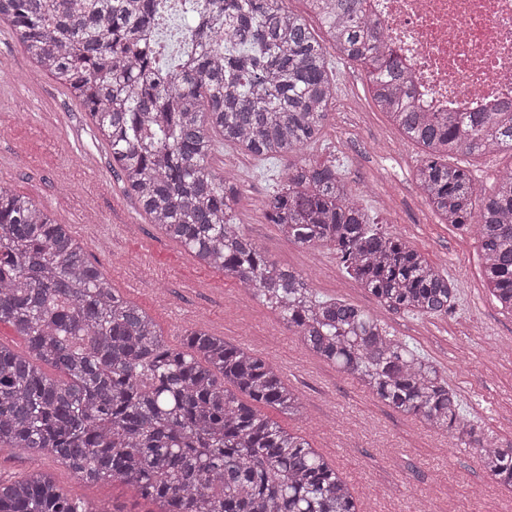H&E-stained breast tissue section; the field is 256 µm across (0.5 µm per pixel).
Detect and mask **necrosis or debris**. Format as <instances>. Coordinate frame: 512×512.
<instances>
[{"label":"necrosis or debris","mask_w":512,"mask_h":512,"mask_svg":"<svg viewBox=\"0 0 512 512\" xmlns=\"http://www.w3.org/2000/svg\"><path fill=\"white\" fill-rule=\"evenodd\" d=\"M424 112L512 103V0H363Z\"/></svg>","instance_id":"4bbe7bcc"}]
</instances>
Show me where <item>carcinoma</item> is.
<instances>
[{
  "label": "carcinoma",
  "mask_w": 512,
  "mask_h": 512,
  "mask_svg": "<svg viewBox=\"0 0 512 512\" xmlns=\"http://www.w3.org/2000/svg\"><path fill=\"white\" fill-rule=\"evenodd\" d=\"M326 40L284 0H0L35 71L78 101L148 221L202 265L254 294L303 345L392 410L475 448L512 490V447L464 421L433 362L378 315L322 300L236 222L233 187L209 166L216 137L288 160L266 216L288 241L326 244L346 273L395 312L448 314V274L408 241L369 223L336 166L302 157L336 95L324 42L366 68L372 98L424 149L417 187L445 224L472 228L491 295L512 311V170L476 203L453 154L512 148V112H421L361 0H308ZM189 66H159L145 41L171 10ZM28 347L0 344V447L50 455L88 482L119 481L157 512H363L347 477L266 413L302 415L298 393L257 354L202 329L178 346L112 287L78 239L29 197L0 185V324ZM63 373L60 380L41 365ZM0 512H122L70 497L33 469L0 480Z\"/></svg>",
  "instance_id": "carcinoma-1"
}]
</instances>
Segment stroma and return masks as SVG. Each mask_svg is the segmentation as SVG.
Here are the masks:
<instances>
[{"label": "stroma", "instance_id": "stroma-1", "mask_svg": "<svg viewBox=\"0 0 512 512\" xmlns=\"http://www.w3.org/2000/svg\"><path fill=\"white\" fill-rule=\"evenodd\" d=\"M328 54L336 94L348 99L351 110L328 120L304 155L335 162L372 223L406 239L448 273L457 285L448 315L380 311L374 297L346 274L333 248L283 239L269 224L265 203L284 163L270 165L220 142L210 165L223 173L230 158L245 170L233 183L236 218L273 261L307 275L320 297L381 313L392 336L439 365L468 423L493 443L512 445V314L489 297L479 243L472 232L442 223L417 188L412 171L422 152L405 143L376 107L365 67L340 59L336 49ZM30 67L10 26L0 22V184L69 225L87 258L156 318L170 344L198 326L274 362L303 402L301 418L283 416L280 424L305 435L348 475L364 512H512V491L486 475L473 450L396 413L306 351L259 300L201 267L186 248L149 224L113 172L109 150L80 105L49 75L17 81ZM448 163L468 167L480 195L487 196L501 172L512 168V151L457 154ZM34 467L50 472L73 498L152 512V503L125 485L89 483L55 458L0 448V479Z\"/></svg>", "mask_w": 512, "mask_h": 512}]
</instances>
